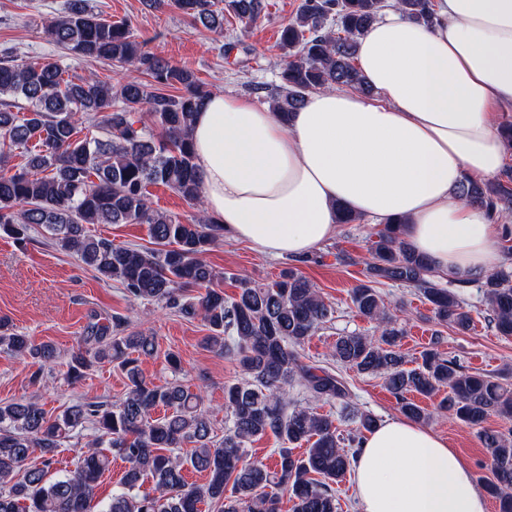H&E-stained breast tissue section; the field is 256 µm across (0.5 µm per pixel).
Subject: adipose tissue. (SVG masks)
I'll return each instance as SVG.
<instances>
[{
  "mask_svg": "<svg viewBox=\"0 0 512 512\" xmlns=\"http://www.w3.org/2000/svg\"><path fill=\"white\" fill-rule=\"evenodd\" d=\"M437 21L388 12L358 41L373 95L325 88L282 121L269 105L216 94L193 123L208 215L271 258L335 237L338 207L402 237L440 275L482 280L503 257L500 225L461 200L464 179L498 175L512 153V0H437ZM361 512H488L471 468L414 422L385 421L352 462Z\"/></svg>",
  "mask_w": 512,
  "mask_h": 512,
  "instance_id": "adipose-tissue-1",
  "label": "adipose tissue"
}]
</instances>
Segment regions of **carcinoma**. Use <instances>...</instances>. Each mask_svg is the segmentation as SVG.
Instances as JSON below:
<instances>
[{
    "mask_svg": "<svg viewBox=\"0 0 512 512\" xmlns=\"http://www.w3.org/2000/svg\"><path fill=\"white\" fill-rule=\"evenodd\" d=\"M143 3L150 9L170 3L195 27L214 32L224 27V11L215 9L214 0ZM227 7L246 31L266 4L228 0ZM384 7V0H302L279 33L282 70L270 93L272 111L285 121L308 93L326 87L373 94L355 59L358 39ZM394 7L412 21L433 23L431 0H396ZM46 33L76 54L142 70L152 84L75 82L53 62L0 60V235L23 241L38 226L100 277L119 281L129 297L204 321L210 330L207 346L232 357L244 378L224 386L229 427L218 439L202 393L191 392L177 378L157 385L142 375L139 362L157 353L156 337L128 331L122 316L93 314L67 362V380L75 385L96 364L115 362L128 380L126 392L113 403L76 401L54 416L31 399L1 402L0 512H201L202 503L217 512H278L283 493L293 500V512H336L333 484L350 470L352 449L377 419L359 415L346 449L331 416L300 408L289 397L296 385L317 400L349 396L339 374L302 360V345L332 315L303 275L290 270L271 286L243 278L229 299L212 287L217 274L203 255L224 238V225L202 210L201 178L189 140L194 113L210 93L189 69L143 50L128 24L101 17L89 0H70ZM169 88L178 93H167ZM115 99L124 107L112 108ZM140 106L160 133L134 119ZM20 107L26 113L18 112ZM82 122L102 134L79 137ZM33 139L37 144L31 148ZM16 150L26 162L14 171L8 163ZM153 185L169 188L201 216L189 221L153 208ZM458 196L497 221L512 206V168L492 182L465 180ZM88 224H146L156 247L116 246L88 234ZM369 252L372 283L356 286L351 300L359 314L377 323L379 335L342 336L332 357L360 374L383 375L401 413L415 421L425 414L410 395L448 389L440 407L464 425L480 428L492 473L484 487L499 500V512H512V437L482 427L491 415L512 419V389L464 371L435 348L423 352L421 366L405 368L402 332L374 284L386 280L418 289L433 305L434 319L459 331L469 329L471 317L453 293L431 279L430 265L395 225L376 232ZM190 288L205 292L191 296ZM484 295L498 333L512 336V275L489 273ZM0 352L30 360L34 380L59 358L53 344H37L2 323ZM160 407L164 414L158 417ZM87 429L93 439L75 471L47 480L60 448ZM268 433L285 444L306 441L310 447L301 455L278 449L273 469L248 460L246 443ZM114 458L126 464L122 491L104 502L97 499L98 489ZM191 469L207 473V482H188ZM146 479L153 482L150 492L140 491Z\"/></svg>",
    "mask_w": 512,
    "mask_h": 512,
    "instance_id": "cac0c4a2",
    "label": "carcinoma"
}]
</instances>
